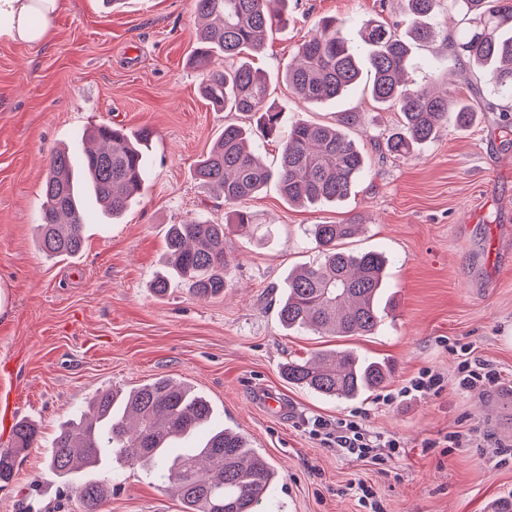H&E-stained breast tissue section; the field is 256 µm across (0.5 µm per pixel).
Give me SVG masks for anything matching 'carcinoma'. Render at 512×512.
I'll return each mask as SVG.
<instances>
[{
    "instance_id": "obj_1",
    "label": "carcinoma",
    "mask_w": 512,
    "mask_h": 512,
    "mask_svg": "<svg viewBox=\"0 0 512 512\" xmlns=\"http://www.w3.org/2000/svg\"><path fill=\"white\" fill-rule=\"evenodd\" d=\"M464 20L449 38L448 51L484 72L503 97H512V0H453ZM270 0H195L205 20L201 45L192 65L201 75V93L212 106L240 112L255 124L224 125L209 152L196 162V178L234 206L224 224L189 219L170 226L167 264L200 299L224 294L230 260L224 249L226 228L249 233L253 215L242 203L275 182L290 205H315L346 198L366 171L363 149L341 130L321 124L286 125L285 112L267 100L268 78L250 58L264 48L273 27ZM439 0H404L405 32L377 19L362 21L361 44L348 26L331 17L320 19L314 33L297 47L296 62L282 79L307 104L342 97L371 74L369 94L382 108L400 112L398 128L386 150L406 159L436 139L452 123L470 126L477 111L503 112L494 102L472 103L450 93H433L407 84L413 48L437 36ZM152 132H118L110 124L85 130L81 138L97 143L75 158L53 154L43 182L39 246L49 258H72L83 248L87 212L84 195L103 213L122 215L136 201L148 179L142 147ZM280 144L275 169L258 156L253 137ZM357 224H314L310 234L320 253L318 264L288 274L278 304L281 324L336 336L372 334L380 323L379 304L387 258L376 251H345ZM290 384L330 398L352 400L383 387L391 376L386 364L347 349L319 352L281 366ZM205 432L196 444L178 453L174 444ZM37 443L36 429L26 421L14 428V447L0 451V483L9 482L18 455ZM48 467L61 477L78 469L93 472L106 459L155 471L178 496L182 512H261L275 491L277 471L253 448L250 439L231 426L213 425L209 401L187 382L170 378L96 394L89 411L64 421L51 441ZM107 495L103 478L79 486L82 512H100Z\"/></svg>"
}]
</instances>
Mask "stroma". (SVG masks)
<instances>
[{"label": "stroma", "instance_id": "stroma-1", "mask_svg": "<svg viewBox=\"0 0 512 512\" xmlns=\"http://www.w3.org/2000/svg\"><path fill=\"white\" fill-rule=\"evenodd\" d=\"M256 64L270 78V99L287 122L338 123L359 112L347 133L368 156L364 176L339 202L293 207L268 184L246 206L263 242L228 232L234 260L223 297L195 298L178 277L165 294L170 225L201 215L225 223L228 205L195 178L194 166L240 115L213 109L190 63L198 19L194 0H62L43 41L0 38V365L1 382L38 430L14 479L0 485V512H81L77 488L47 465L60 424L95 394L131 389L158 377L191 384L207 396L214 420L252 439L279 474L267 512H366L350 487L371 486L386 512H499L512 503V133L499 115L478 113L468 128L448 126L408 159L384 144L397 110H383L363 86L337 101L308 105L282 73L315 22L377 18L404 21L403 0H286ZM414 83L450 87L461 99H500L481 74L459 65L437 39L414 49ZM148 127L149 180L117 220L93 213L84 247L49 259L37 245L42 184L50 156L82 150L76 135L102 123ZM362 226L353 251L385 254L382 322L367 336L337 338L285 328L275 300L296 265L319 262L313 224ZM353 349L389 362L398 390L428 367L441 393L384 405L323 398L288 384L281 365L322 350ZM496 368L500 387L461 389L463 359ZM281 396L278 417L259 390ZM362 418L375 434L398 439L403 456L377 467L323 445L308 419ZM478 429L483 448L441 453L433 440ZM508 453L498 463V452ZM101 512H181L155 472L112 465Z\"/></svg>", "mask_w": 512, "mask_h": 512}]
</instances>
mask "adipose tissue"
I'll use <instances>...</instances> for the list:
<instances>
[{"mask_svg": "<svg viewBox=\"0 0 512 512\" xmlns=\"http://www.w3.org/2000/svg\"><path fill=\"white\" fill-rule=\"evenodd\" d=\"M59 0H0V36L24 43L42 40Z\"/></svg>", "mask_w": 512, "mask_h": 512, "instance_id": "obj_1", "label": "adipose tissue"}]
</instances>
